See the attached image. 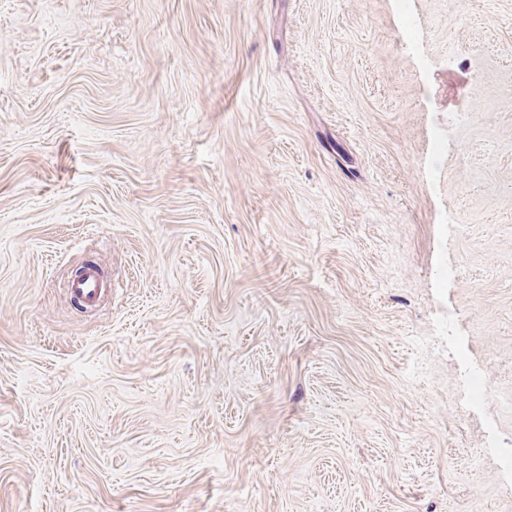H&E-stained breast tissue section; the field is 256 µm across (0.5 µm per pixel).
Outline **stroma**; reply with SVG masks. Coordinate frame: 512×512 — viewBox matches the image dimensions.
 <instances>
[{"mask_svg":"<svg viewBox=\"0 0 512 512\" xmlns=\"http://www.w3.org/2000/svg\"><path fill=\"white\" fill-rule=\"evenodd\" d=\"M511 452L512 0H0V512H512ZM111 288L102 276L101 268L86 267L79 275L71 279L67 291L71 300H76L87 307L94 308L102 299L107 290Z\"/></svg>","mask_w":512,"mask_h":512,"instance_id":"1","label":"stroma"}]
</instances>
